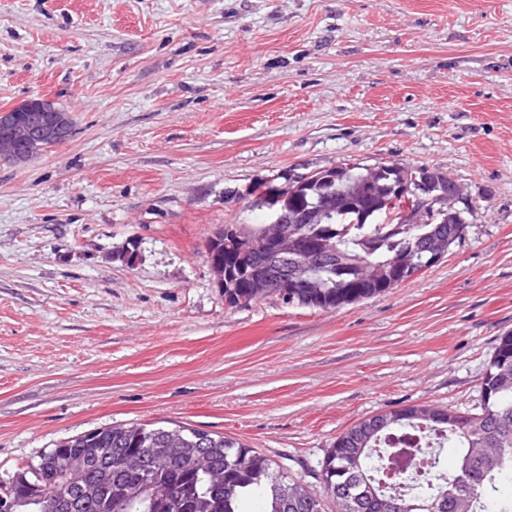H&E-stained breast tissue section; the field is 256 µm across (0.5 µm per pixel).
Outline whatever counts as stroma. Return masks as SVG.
I'll list each match as a JSON object with an SVG mask.
<instances>
[{"mask_svg":"<svg viewBox=\"0 0 512 512\" xmlns=\"http://www.w3.org/2000/svg\"><path fill=\"white\" fill-rule=\"evenodd\" d=\"M37 96L75 134L0 163V474L141 423L311 484L358 422L478 411L512 333V0H0V109ZM388 161L474 205L436 265L336 310L225 301L206 248L259 222L246 188Z\"/></svg>","mask_w":512,"mask_h":512,"instance_id":"1","label":"stroma"}]
</instances>
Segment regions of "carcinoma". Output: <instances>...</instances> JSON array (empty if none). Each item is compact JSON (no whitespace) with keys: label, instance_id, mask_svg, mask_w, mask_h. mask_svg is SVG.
Returning <instances> with one entry per match:
<instances>
[{"label":"carcinoma","instance_id":"obj_1","mask_svg":"<svg viewBox=\"0 0 512 512\" xmlns=\"http://www.w3.org/2000/svg\"><path fill=\"white\" fill-rule=\"evenodd\" d=\"M433 169L399 162L343 164L336 172L335 196L319 198V180L310 186L252 187L251 206L288 209L301 219L313 203H330V224H304L302 245L326 250L327 261L311 274L312 287L285 289L284 302L323 310L375 297L407 280L405 268L422 261L421 248L433 235L461 238V227L435 214L429 224H401L402 199L390 189ZM233 236L219 235L208 251L238 270L240 249L260 236L265 224H234ZM224 295L228 303L256 300L241 278ZM483 403L475 414L415 406L375 415L340 434L316 472L319 487L304 488L288 469L228 436L189 427L148 428L122 424L94 429L55 445L25 467L0 477V495L15 500V512H43L45 498L69 494L56 458L61 453L95 458L112 449V481L98 489L83 512H246L245 498L260 491L262 512H512V496L500 493L512 477V334L500 338L482 381ZM423 465L390 480L375 473L401 446ZM459 449L452 470L439 450Z\"/></svg>","mask_w":512,"mask_h":512}]
</instances>
